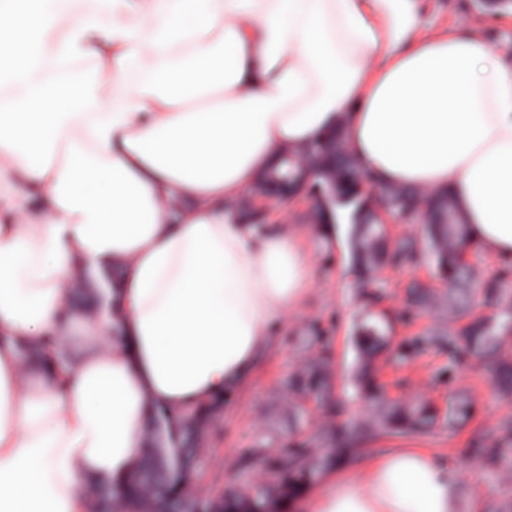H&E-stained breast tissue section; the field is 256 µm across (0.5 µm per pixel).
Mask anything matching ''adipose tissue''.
Returning a JSON list of instances; mask_svg holds the SVG:
<instances>
[{"label": "adipose tissue", "instance_id": "1", "mask_svg": "<svg viewBox=\"0 0 512 512\" xmlns=\"http://www.w3.org/2000/svg\"><path fill=\"white\" fill-rule=\"evenodd\" d=\"M417 0H0V512H86L132 476L152 406L228 395L305 310L332 224L235 202L329 135L380 183L450 189L512 258V64L420 36ZM112 309L72 307L81 276ZM56 335L65 371L21 350ZM457 473L400 448L292 512H459Z\"/></svg>", "mask_w": 512, "mask_h": 512}]
</instances>
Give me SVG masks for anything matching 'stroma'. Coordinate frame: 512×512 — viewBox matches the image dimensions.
Segmentation results:
<instances>
[{
	"instance_id": "35a3bbf8",
	"label": "stroma",
	"mask_w": 512,
	"mask_h": 512,
	"mask_svg": "<svg viewBox=\"0 0 512 512\" xmlns=\"http://www.w3.org/2000/svg\"><path fill=\"white\" fill-rule=\"evenodd\" d=\"M477 2L420 0L422 34L433 37L451 28L480 31L500 57L512 62V6L490 13L479 10ZM314 207L313 196L305 191L278 203L263 201L260 212L271 224H307ZM389 230L392 240L414 242L415 261L379 268L368 289L377 293L378 300L370 305L349 250L324 255L321 282L304 316L275 338L269 354L261 358L209 427L196 458L200 478L192 494L212 498L232 487L245 489L259 478L258 454H265L269 468H277L284 458V445L320 446L330 427L366 416L368 406L355 395L360 352L353 334L362 322L383 321L389 325V336L374 368L386 397L405 401L420 395L443 415L449 397L464 393L473 403V412L468 423L456 431L439 422L423 434L374 440L371 454L399 448L431 449L460 473V512H489L491 506L512 495L488 481L478 462L457 454L475 428L512 416V398L498 396L483 371L456 365L447 346L434 343V336L448 325V286L437 275L423 221L393 224ZM416 285L432 293L431 305L422 310L413 308L409 300L408 290ZM324 345L332 353L329 391L293 405L289 380L298 377Z\"/></svg>"
}]
</instances>
